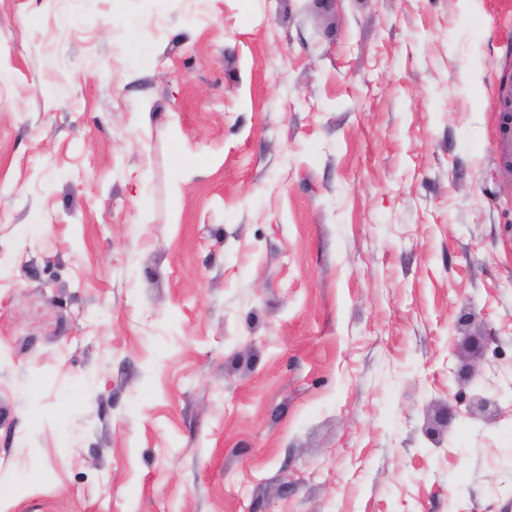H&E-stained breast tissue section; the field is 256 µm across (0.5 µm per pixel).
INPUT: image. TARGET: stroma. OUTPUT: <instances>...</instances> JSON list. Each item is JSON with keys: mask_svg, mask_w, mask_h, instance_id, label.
Masks as SVG:
<instances>
[{"mask_svg": "<svg viewBox=\"0 0 512 512\" xmlns=\"http://www.w3.org/2000/svg\"><path fill=\"white\" fill-rule=\"evenodd\" d=\"M506 85L512 0H0V512H512Z\"/></svg>", "mask_w": 512, "mask_h": 512, "instance_id": "35a3bbf8", "label": "stroma"}]
</instances>
